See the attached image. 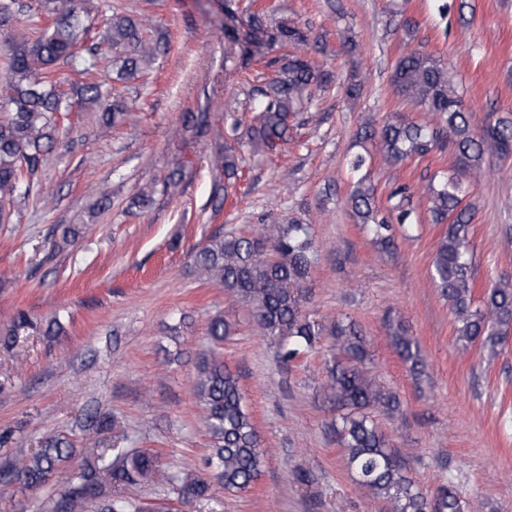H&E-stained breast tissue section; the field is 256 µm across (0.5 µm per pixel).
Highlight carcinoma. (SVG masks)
I'll return each instance as SVG.
<instances>
[{"label": "carcinoma", "instance_id": "1", "mask_svg": "<svg viewBox=\"0 0 512 512\" xmlns=\"http://www.w3.org/2000/svg\"><path fill=\"white\" fill-rule=\"evenodd\" d=\"M90 2L0 0V28L23 15L38 31L33 40L15 39L11 73L0 84V219L5 204L17 198L50 199L49 189L35 175L58 143L54 114L77 107L98 110L107 124L128 118L126 103L109 99L98 77L107 54H112L116 79L131 80L151 69L164 50L161 40L142 37L141 20L119 13L112 14L100 38H89ZM243 12L248 34L240 65L246 68L274 50L281 55L268 61L276 65L275 76L251 91L256 122L243 127L237 120L232 131L246 137L254 150L268 154L288 143L295 126L308 121L315 93L331 82V74L293 52L309 41V24L287 17L273 24L262 11L245 8ZM59 65L81 78L73 84V98L59 92L51 77ZM391 84L403 100L421 107L430 119L416 122L397 113L381 126L365 130L363 138L376 142L384 161L394 167L435 149L446 148L456 156L458 166L448 173L421 177L430 221L445 225L432 261V278L448 301L457 340L465 347L478 342L494 348L512 332V274L499 277L475 297L470 231L476 207L466 201L464 181L483 176L486 159L512 155V120L498 118L476 131L471 109L455 90L447 62L419 48L399 58ZM184 125L201 138L207 133L209 113L189 112ZM213 163L224 172V187L232 186L240 168L232 147L213 155ZM365 164L361 154L349 160L357 178L350 184L346 203L354 223L366 226L372 241L386 247L393 243L395 227L414 223L413 187L392 185L386 205L381 206L375 184L363 172ZM316 253L312 225L291 219L286 224H263L255 233L229 229L215 234L195 253L193 263L202 277L220 283L224 292L250 305L261 334L277 345L282 366H298L326 345V390L332 404L343 410L334 428L362 488L386 501L390 512H464L454 487L442 486L431 496L424 493L390 448L371 411H393L399 401L370 374L361 332L351 322L326 325L307 311V283ZM33 330L57 336L63 325L56 315L39 326L20 311L3 345L10 348ZM206 331L218 349L234 328L217 312L208 318ZM392 345L409 370H420L419 346L400 322L392 328ZM194 392L212 440L199 471L163 466L160 450H128L115 443L100 447V436L117 429L112 417L102 416L84 429V447L66 436L51 435L30 453L5 460L0 474L11 476L10 484L38 489L61 475L65 463L81 457L50 499L49 512H185L195 502L215 499L218 487L226 493L248 491L261 475L265 451L244 403L239 375L221 356H204L197 364ZM149 482L167 486L171 497L163 502L142 497L140 488Z\"/></svg>", "mask_w": 512, "mask_h": 512}]
</instances>
